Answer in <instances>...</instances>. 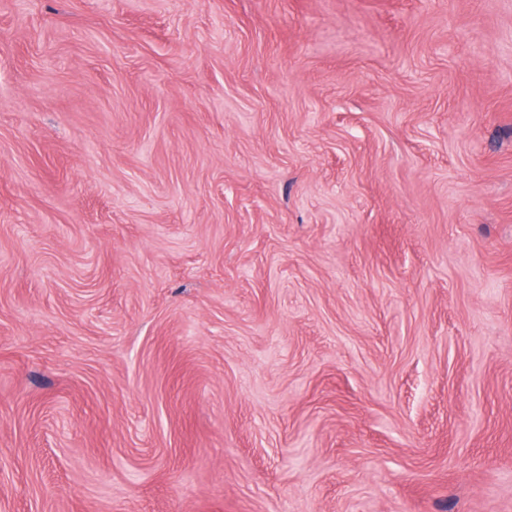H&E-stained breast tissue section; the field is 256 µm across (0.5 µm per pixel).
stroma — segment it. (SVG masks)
<instances>
[{
  "label": "stroma",
  "mask_w": 512,
  "mask_h": 512,
  "mask_svg": "<svg viewBox=\"0 0 512 512\" xmlns=\"http://www.w3.org/2000/svg\"><path fill=\"white\" fill-rule=\"evenodd\" d=\"M0 512H512V0H0Z\"/></svg>",
  "instance_id": "stroma-1"
}]
</instances>
